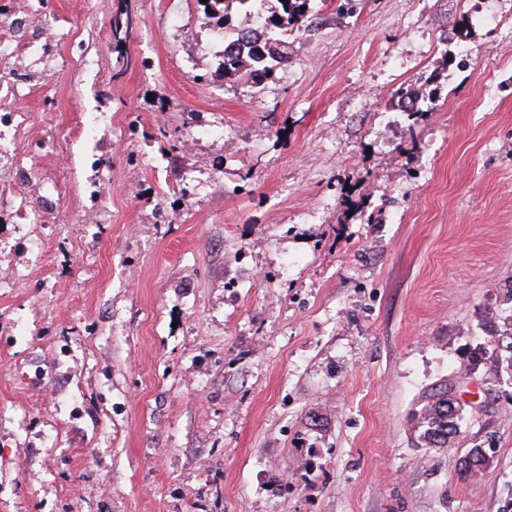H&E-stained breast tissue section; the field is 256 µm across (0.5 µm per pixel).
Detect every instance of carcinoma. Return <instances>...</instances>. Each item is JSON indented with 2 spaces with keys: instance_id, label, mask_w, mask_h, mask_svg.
Here are the masks:
<instances>
[{
  "instance_id": "carcinoma-1",
  "label": "carcinoma",
  "mask_w": 512,
  "mask_h": 512,
  "mask_svg": "<svg viewBox=\"0 0 512 512\" xmlns=\"http://www.w3.org/2000/svg\"><path fill=\"white\" fill-rule=\"evenodd\" d=\"M279 9L267 10L269 0H249L256 14L262 15L264 41L260 46H248L250 35L231 27V31L240 32V40L236 47L224 51V74H232L238 79L249 80L261 78L273 70L288 65V33L309 27L310 10H302L309 6L310 0H277ZM505 349L509 352L508 360L512 362V342L507 345L493 341V349L478 347L474 349L470 365L480 366L488 361L498 362L500 357L496 351ZM464 413L457 410L449 412L448 390H440L428 396L426 405L418 414V424L422 428L423 440L435 447L444 448L452 443L462 427Z\"/></svg>"
}]
</instances>
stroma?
<instances>
[{
  "mask_svg": "<svg viewBox=\"0 0 512 512\" xmlns=\"http://www.w3.org/2000/svg\"><path fill=\"white\" fill-rule=\"evenodd\" d=\"M310 9L255 85L201 0H47L16 151L61 202L0 211V512H512V374L467 373L512 334V0ZM443 384L499 396L433 448ZM86 205L83 217V223L93 224L96 221L99 209L103 203V187L101 182L94 181L85 186ZM427 399L426 405L418 414L422 438L431 447H447L462 427L464 413L458 409L454 414H450L448 388L430 394ZM460 433L461 430L458 435Z\"/></svg>",
  "mask_w": 512,
  "mask_h": 512,
  "instance_id": "stroma-1",
  "label": "stroma"
}]
</instances>
